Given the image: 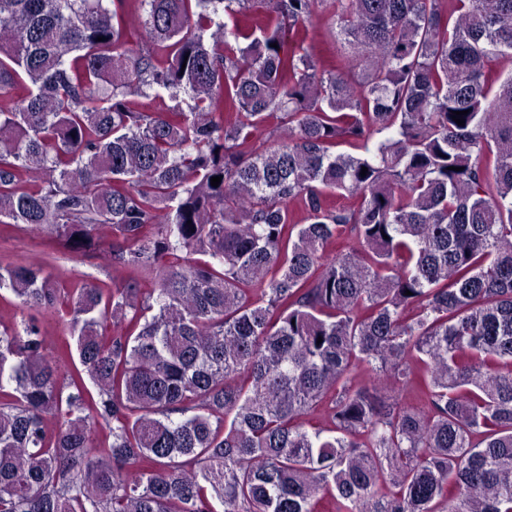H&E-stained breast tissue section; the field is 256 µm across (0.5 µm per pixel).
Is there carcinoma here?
I'll list each match as a JSON object with an SVG mask.
<instances>
[{
	"mask_svg": "<svg viewBox=\"0 0 512 512\" xmlns=\"http://www.w3.org/2000/svg\"><path fill=\"white\" fill-rule=\"evenodd\" d=\"M499 57L512 0H0V224L129 272L0 266V512H512ZM330 23V15L325 12L320 14L309 27V35L306 41L316 53L329 55L335 51V45L326 39L325 34ZM51 261V272L60 288H71L81 279L121 282L128 278L120 267L105 266L98 257H77L66 251L56 252Z\"/></svg>",
	"mask_w": 512,
	"mask_h": 512,
	"instance_id": "cac0c4a2",
	"label": "carcinoma"
}]
</instances>
